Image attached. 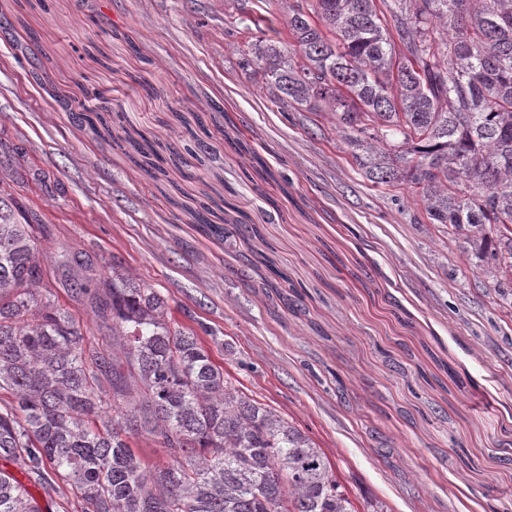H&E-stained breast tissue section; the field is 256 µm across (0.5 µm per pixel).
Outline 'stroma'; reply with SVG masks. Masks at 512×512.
Returning a JSON list of instances; mask_svg holds the SVG:
<instances>
[{"mask_svg":"<svg viewBox=\"0 0 512 512\" xmlns=\"http://www.w3.org/2000/svg\"><path fill=\"white\" fill-rule=\"evenodd\" d=\"M279 2L0 0V137L22 150L0 165L40 260L58 286L55 257L78 252L161 291L236 387L324 449L358 512H512V277L470 263L412 184L366 180L330 113L282 108L243 68L287 41ZM142 134L179 154L158 176L127 154ZM32 493L84 508L55 477Z\"/></svg>","mask_w":512,"mask_h":512,"instance_id":"1","label":"stroma"}]
</instances>
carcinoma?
Here are the masks:
<instances>
[{"mask_svg":"<svg viewBox=\"0 0 512 512\" xmlns=\"http://www.w3.org/2000/svg\"><path fill=\"white\" fill-rule=\"evenodd\" d=\"M288 37L244 66L280 103L331 112L367 180L410 182L429 223L512 266V0H292ZM38 254L0 198L1 460L71 482L84 512H357L323 449L235 388L160 291L72 257L109 356ZM0 512H39L2 469Z\"/></svg>","mask_w":512,"mask_h":512,"instance_id":"1","label":"carcinoma"}]
</instances>
